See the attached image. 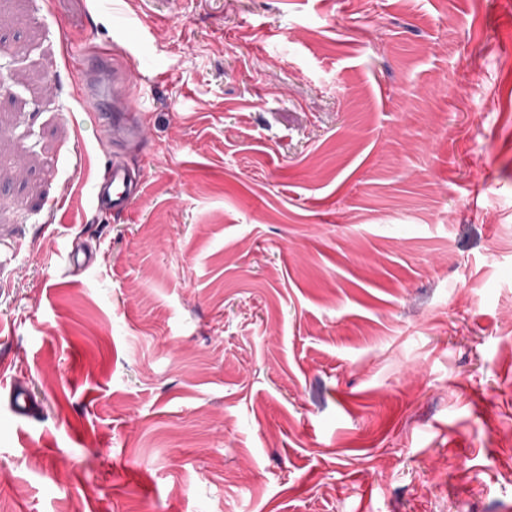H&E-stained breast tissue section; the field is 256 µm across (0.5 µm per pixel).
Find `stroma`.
Segmentation results:
<instances>
[{
  "label": "stroma",
  "mask_w": 512,
  "mask_h": 512,
  "mask_svg": "<svg viewBox=\"0 0 512 512\" xmlns=\"http://www.w3.org/2000/svg\"><path fill=\"white\" fill-rule=\"evenodd\" d=\"M66 41L146 139L103 153ZM0 42L8 512H512V0H0ZM91 56L95 55H90L87 50L77 51L71 44L65 59L68 66L79 63L83 69L84 78L74 92L80 108L91 114L105 112L110 105L108 101L112 100V112H139L128 132L136 137L143 136L148 118L135 98L133 86L136 82L132 72L120 71L112 66L111 76V69L103 61L89 62ZM95 57L102 59L99 55ZM132 179L129 170L114 161L105 168L102 178L93 186V199L99 210L125 213L131 203Z\"/></svg>",
  "instance_id": "35a3bbf8"
}]
</instances>
